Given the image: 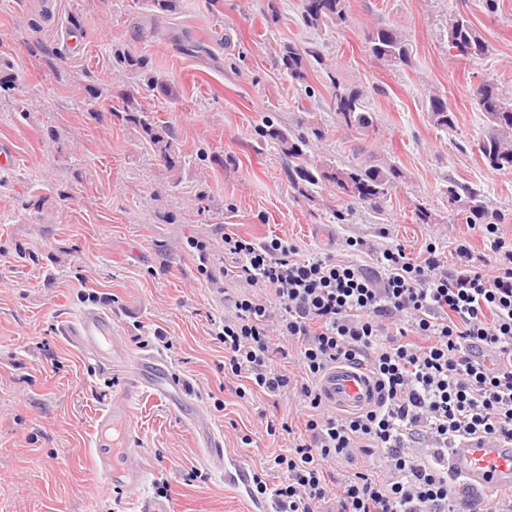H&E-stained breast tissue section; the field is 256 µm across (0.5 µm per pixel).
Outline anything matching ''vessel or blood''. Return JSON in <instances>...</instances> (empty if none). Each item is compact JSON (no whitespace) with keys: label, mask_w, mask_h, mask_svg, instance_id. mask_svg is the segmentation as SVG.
Returning <instances> with one entry per match:
<instances>
[{"label":"vessel or blood","mask_w":512,"mask_h":512,"mask_svg":"<svg viewBox=\"0 0 512 512\" xmlns=\"http://www.w3.org/2000/svg\"><path fill=\"white\" fill-rule=\"evenodd\" d=\"M59 332L97 370H110L113 362L127 357L111 317L99 309L87 308L62 319ZM146 392L163 399L172 409H183L187 403L179 376L161 356L143 355L133 362L125 387L112 397L96 422L93 462L106 485L131 488L144 479L132 406ZM320 392L328 405L347 411L360 409L376 397L373 380L347 364L326 373ZM190 420L195 432L202 436L209 456L223 458V443L211 433L203 410L191 411ZM448 469L459 477L461 490L472 495L488 487L512 489V441L485 437L464 441L449 449Z\"/></svg>","instance_id":"1"}]
</instances>
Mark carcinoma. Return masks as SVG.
<instances>
[{
  "mask_svg": "<svg viewBox=\"0 0 512 512\" xmlns=\"http://www.w3.org/2000/svg\"><path fill=\"white\" fill-rule=\"evenodd\" d=\"M346 19L345 0H303L302 22L309 29L321 30L330 25L339 27ZM446 32L448 47L457 49L459 56L463 58L470 59L489 52L487 42L474 28L471 20L460 12L449 16ZM368 43L371 55L391 66L406 65L411 60L408 38L396 29L379 28L369 35ZM277 60L288 77L296 82L306 80L308 67L323 65L320 48L308 41H292L280 46ZM331 84L333 94L330 109L337 113L340 122L347 127L371 126L373 120L366 108L363 92L348 88L337 79L331 80ZM474 97L488 127V134L477 143L483 162L494 170L512 169V96H506L494 82L485 80L475 88ZM123 103V119L140 128L150 148L165 159L169 169H174L176 160L173 129L156 122L139 103L133 90L126 91ZM429 112L438 127L448 128L454 124L453 109L447 99L437 94L429 96ZM259 132L288 159V183L297 195L304 198L319 184L328 181L348 200L367 203L377 209L401 178L399 168L391 165L356 166L330 171L311 166L306 158V149L309 146V136H322L319 128L296 133L269 125L260 128ZM448 194L454 203L463 199L473 204L475 209L481 206L482 194L470 184L453 183Z\"/></svg>",
  "mask_w": 512,
  "mask_h": 512,
  "instance_id": "cac0c4a2",
  "label": "carcinoma"
}]
</instances>
